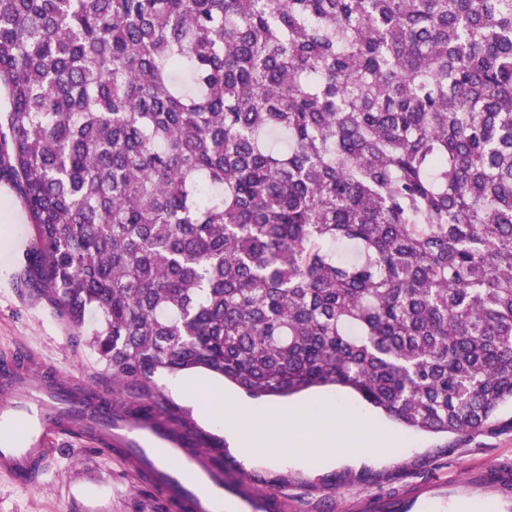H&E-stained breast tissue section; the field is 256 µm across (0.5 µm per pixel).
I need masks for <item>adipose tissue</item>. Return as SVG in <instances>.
Wrapping results in <instances>:
<instances>
[{
    "label": "adipose tissue",
    "mask_w": 512,
    "mask_h": 512,
    "mask_svg": "<svg viewBox=\"0 0 512 512\" xmlns=\"http://www.w3.org/2000/svg\"><path fill=\"white\" fill-rule=\"evenodd\" d=\"M198 406L224 428L247 463L256 452L271 449L302 455L312 466L335 461L333 449L337 446L344 448L347 460L355 461L381 455L398 445L396 439L380 435L367 416L333 396L272 411L240 405L211 390Z\"/></svg>",
    "instance_id": "ef3b65f1"
}]
</instances>
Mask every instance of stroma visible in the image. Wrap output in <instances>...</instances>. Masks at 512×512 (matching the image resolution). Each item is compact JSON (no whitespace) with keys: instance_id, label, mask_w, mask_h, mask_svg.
Wrapping results in <instances>:
<instances>
[{"instance_id":"1","label":"stroma","mask_w":512,"mask_h":512,"mask_svg":"<svg viewBox=\"0 0 512 512\" xmlns=\"http://www.w3.org/2000/svg\"><path fill=\"white\" fill-rule=\"evenodd\" d=\"M11 184L0 181V353L26 347L42 358L48 370L92 384L112 377L85 343L75 341L43 303L15 282L23 256L35 237L29 221L14 224L9 209H22ZM185 391H173L168 374L155 377L164 397L191 417L206 387L239 395L234 384L195 371L178 373ZM369 415L378 425L403 437L407 445L373 459L340 461L309 470L287 454L263 452L243 464L232 441L212 422L204 427L224 443L220 454L226 475L267 491L287 493L297 512H342L355 496L388 492L430 477L459 479L476 465L512 463V407L502 406L480 431L467 435L432 434L404 428L377 410ZM0 512H166L160 494L142 482L117 455L91 444L59 438L46 459L38 485L21 484L0 475Z\"/></svg>"}]
</instances>
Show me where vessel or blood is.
Segmentation results:
<instances>
[{"label":"vessel or blood","mask_w":512,"mask_h":512,"mask_svg":"<svg viewBox=\"0 0 512 512\" xmlns=\"http://www.w3.org/2000/svg\"><path fill=\"white\" fill-rule=\"evenodd\" d=\"M173 421L113 416L112 389L46 379L34 355L0 362V474L33 485L58 434L123 448L149 468L174 512H286L280 494L225 479L201 450L170 436ZM348 512H512V467H474L462 482L431 480L402 498L357 497Z\"/></svg>","instance_id":"vessel-or-blood-1"}]
</instances>
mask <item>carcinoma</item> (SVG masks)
I'll return each mask as SVG.
<instances>
[{"label": "carcinoma", "mask_w": 512, "mask_h": 512, "mask_svg": "<svg viewBox=\"0 0 512 512\" xmlns=\"http://www.w3.org/2000/svg\"><path fill=\"white\" fill-rule=\"evenodd\" d=\"M0 90L20 284L99 314L117 408L188 370L428 433L512 403V0H0Z\"/></svg>", "instance_id": "cac0c4a2"}]
</instances>
